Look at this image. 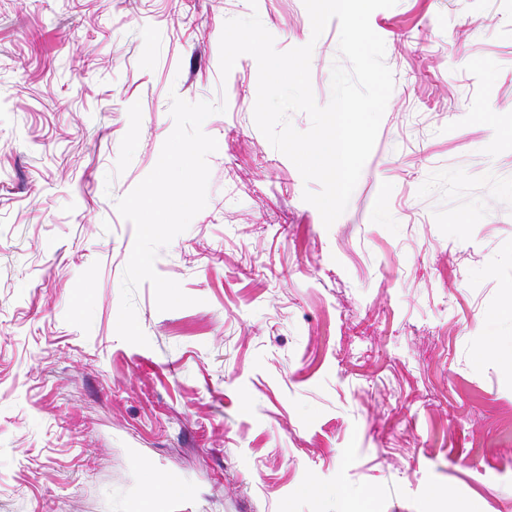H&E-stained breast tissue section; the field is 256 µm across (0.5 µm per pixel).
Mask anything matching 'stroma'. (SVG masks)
<instances>
[{
	"label": "stroma",
	"instance_id": "1",
	"mask_svg": "<svg viewBox=\"0 0 512 512\" xmlns=\"http://www.w3.org/2000/svg\"><path fill=\"white\" fill-rule=\"evenodd\" d=\"M313 44L303 0H0V512H512V0L372 13L394 89L346 211L256 127L258 66L220 72L230 18ZM207 118L206 207L134 296L117 211L174 128ZM185 488L150 492L149 475ZM317 493H308V486Z\"/></svg>",
	"mask_w": 512,
	"mask_h": 512
}]
</instances>
